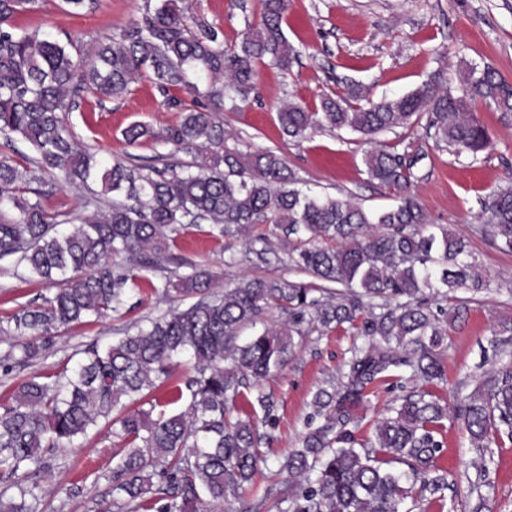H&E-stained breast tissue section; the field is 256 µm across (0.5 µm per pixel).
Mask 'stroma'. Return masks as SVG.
<instances>
[{
  "mask_svg": "<svg viewBox=\"0 0 512 512\" xmlns=\"http://www.w3.org/2000/svg\"><path fill=\"white\" fill-rule=\"evenodd\" d=\"M145 0H98L90 13L74 15L62 0H39L35 10L13 21L21 30H40L78 39L84 53L97 42L116 37L131 21L140 19ZM191 16L221 28L225 44L240 38L246 23L256 20L257 0H184ZM283 32L298 52L288 69L257 64V75L245 95L224 102L215 119L224 126L226 148L242 153L269 151L283 160L316 194L348 197L369 211L394 204L390 190L368 180L363 164L365 144L359 134L319 131L298 141L286 136L278 121L282 102L292 100L316 110L322 94L360 84L373 98L394 97L444 69L448 85L461 93L460 72L466 66L489 67L512 83V0H290ZM193 103L186 91L163 97L151 74H144L120 100H98L84 94L67 120L81 144L100 157L116 156L157 169L184 168L195 152L178 150L163 140L167 127L177 125ZM471 113L492 136L491 147L477 159H455L447 148L429 147L416 174L418 200L433 223L466 236L469 251L487 289L467 300L466 290L455 291L441 323L448 328L442 351L445 378L427 389L441 403L455 406L472 392L474 378L505 363L512 353V253L496 248L473 231L485 217L480 201L512 180V117L502 115L481 99L468 102ZM149 125L154 138L128 144L124 129L131 123ZM268 247L263 257H246L248 238L211 233L209 223L182 231L175 251L208 269L212 288L223 291L244 277L309 281L310 276L290 261L295 239L273 224H259ZM164 261L141 270L151 290L138 295L134 307L59 333L55 351L33 366L0 379V405L10 402L14 388L34 374L58 371L68 356L90 342L107 345L127 330L175 307L188 298L156 294L157 286L178 275ZM54 293L52 285L17 276L0 261V321L17 309ZM461 319H454V310ZM499 336L504 352L490 345ZM354 341L349 327L321 329L295 340V355L276 376L246 388L235 415H244L247 399L264 391L277 402L278 424L271 443L260 446L262 460L251 486L225 505L226 512H281L279 492L288 486L280 467L297 448L305 431L314 393L339 375ZM445 446L437 464L447 474L444 499L428 495L422 512H512V447H471L462 419L449 415L443 429ZM121 441L110 430L90 433L75 447L52 456L36 512H115L112 506V457Z\"/></svg>",
  "mask_w": 512,
  "mask_h": 512,
  "instance_id": "stroma-1",
  "label": "stroma"
}]
</instances>
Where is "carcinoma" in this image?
<instances>
[{
  "label": "carcinoma",
  "mask_w": 512,
  "mask_h": 512,
  "mask_svg": "<svg viewBox=\"0 0 512 512\" xmlns=\"http://www.w3.org/2000/svg\"><path fill=\"white\" fill-rule=\"evenodd\" d=\"M37 0H0V137L28 142L34 156L21 168L0 157V260L56 285L38 304L22 307L3 333L25 341L0 356L9 375L53 351L58 332L90 317L118 313L140 291L135 271L169 256L187 275L167 280L162 293L197 300L136 327L115 342L92 343L75 364L20 384L0 407V512H33L44 457L65 449L100 423L123 442L112 466V506L117 512H202L237 497L260 460L254 421L233 419L229 403L244 382L259 383L280 371L293 354V334L305 323L329 328L347 323L368 340L353 343L341 377L311 401L302 446L285 463L292 485L283 512H413L414 487L435 495L448 488L436 465L447 408L414 388L443 377L437 349L447 329L433 309L467 285L481 291L464 238L431 223L414 192L421 145L375 147L364 155L368 179L391 189L397 204L376 213L350 198L316 196L299 187L294 173L271 152L224 149V129L213 112L225 91L245 93L258 62L286 68L297 54L282 30L288 0H260L261 21L246 24L239 42L192 19L179 0H146L141 19L117 39L98 43L92 58L78 44L48 33L19 32L11 24ZM145 71L159 92L188 87L195 75L207 85L208 104L186 110L163 139L178 148L202 150L194 170H154L108 162L79 144L65 114L75 99L93 92L118 99ZM466 94L444 82L443 70L397 97L373 99L352 84L324 95L320 111L288 103L278 110L285 135L304 139L317 129L351 131L372 144L376 137L423 125L437 148L455 158L477 157L492 143L487 128L469 112L477 96L503 114L512 112V84L487 67L460 74ZM134 144L154 136L143 124L124 132ZM89 190L88 214L68 213L56 222L41 203L44 175ZM491 221L475 231L512 252V185L483 201ZM201 221L221 235L246 233L256 224H283L303 236L292 261L314 281L242 280L218 294L208 272L170 254L175 236ZM125 254L131 265L110 262ZM284 312L279 325L240 341L269 310ZM188 359L178 396L181 410L154 400L136 407L167 382ZM395 382L399 403L375 424L373 436L356 438L352 412L369 385ZM261 423L274 428L276 401L259 392ZM471 445L512 443V362L479 377L456 409ZM403 468L395 469L393 465Z\"/></svg>",
  "instance_id": "carcinoma-1"
}]
</instances>
